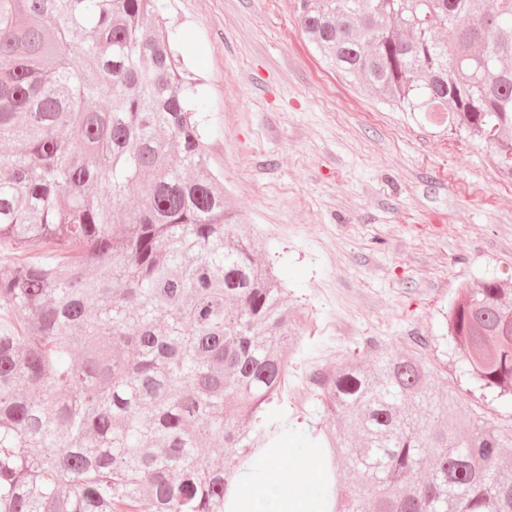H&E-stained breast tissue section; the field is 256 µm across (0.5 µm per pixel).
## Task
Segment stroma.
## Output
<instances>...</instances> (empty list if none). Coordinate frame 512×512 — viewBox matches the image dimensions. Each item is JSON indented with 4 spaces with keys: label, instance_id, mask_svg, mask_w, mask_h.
<instances>
[{
    "label": "stroma",
    "instance_id": "35a3bbf8",
    "mask_svg": "<svg viewBox=\"0 0 512 512\" xmlns=\"http://www.w3.org/2000/svg\"><path fill=\"white\" fill-rule=\"evenodd\" d=\"M158 6L210 106V166L300 313L272 423L324 422L312 372L414 346L470 417L512 429L511 401L469 393L442 326L464 286L512 289V175L492 150L328 71L296 0Z\"/></svg>",
    "mask_w": 512,
    "mask_h": 512
}]
</instances>
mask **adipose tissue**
I'll list each match as a JSON object with an SVG mask.
<instances>
[{"label":"adipose tissue","instance_id":"adipose-tissue-1","mask_svg":"<svg viewBox=\"0 0 512 512\" xmlns=\"http://www.w3.org/2000/svg\"><path fill=\"white\" fill-rule=\"evenodd\" d=\"M315 472L312 459L282 472L273 468L270 458H259L250 472L240 477V512H308Z\"/></svg>","mask_w":512,"mask_h":512}]
</instances>
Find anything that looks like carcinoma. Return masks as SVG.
Segmentation results:
<instances>
[{
	"label": "carcinoma",
	"instance_id": "1",
	"mask_svg": "<svg viewBox=\"0 0 512 512\" xmlns=\"http://www.w3.org/2000/svg\"><path fill=\"white\" fill-rule=\"evenodd\" d=\"M323 62L512 172V0H297ZM200 82L156 0H0V512H235L280 429L285 289L212 171ZM512 297L445 314L473 386L512 398ZM332 427L312 512H512V432L462 427L413 351L312 375ZM218 449L236 467L202 465Z\"/></svg>",
	"mask_w": 512,
	"mask_h": 512
}]
</instances>
